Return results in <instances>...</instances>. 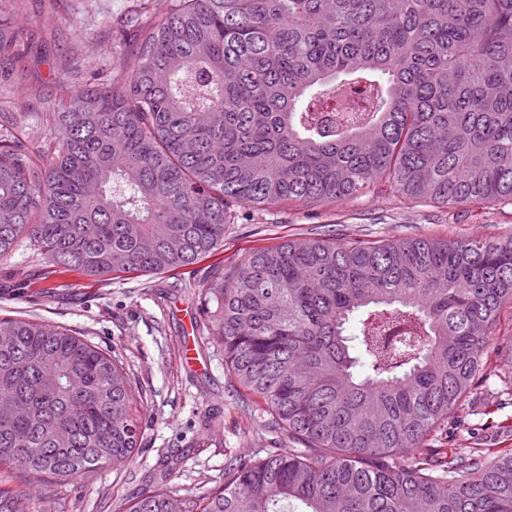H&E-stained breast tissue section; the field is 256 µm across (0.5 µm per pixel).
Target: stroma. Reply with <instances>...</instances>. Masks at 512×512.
<instances>
[{
    "label": "stroma",
    "instance_id": "obj_1",
    "mask_svg": "<svg viewBox=\"0 0 512 512\" xmlns=\"http://www.w3.org/2000/svg\"><path fill=\"white\" fill-rule=\"evenodd\" d=\"M172 0H28L18 17L29 55L13 75L0 77V109L39 116L51 111L61 82L81 88L106 82L118 67L132 69L135 48L121 25L147 18ZM86 42L79 71L56 63L69 47ZM512 229V201L487 205L410 199L388 187L326 204L285 201L232 210L224 241L200 263L164 274L120 273L111 279L53 271L29 244L0 260V318L28 319L71 329L122 362L131 379L140 438L133 460L104 468L67 486L46 480L37 512H124L156 482L178 495L203 494L224 483L235 456L263 458L298 448L247 395L224 362V349L207 331L195 336L199 365L181 360L187 312H203L198 287L220 269H232L256 247L301 238L341 242L413 235L481 238ZM493 349L462 407L428 437L422 452L453 448H512V312L502 311ZM180 456V468L163 462Z\"/></svg>",
    "mask_w": 512,
    "mask_h": 512
}]
</instances>
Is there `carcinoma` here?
Here are the masks:
<instances>
[{
  "instance_id": "obj_1",
  "label": "carcinoma",
  "mask_w": 512,
  "mask_h": 512,
  "mask_svg": "<svg viewBox=\"0 0 512 512\" xmlns=\"http://www.w3.org/2000/svg\"><path fill=\"white\" fill-rule=\"evenodd\" d=\"M26 7L0 0V64L23 51ZM127 26L131 75L60 85L35 123L0 112V259L27 241L87 277L171 272L214 254L235 205L385 184L512 200V0H175ZM199 294L240 386L307 447L231 459L224 486H156L126 512H512V448L389 464L483 371L512 305V230L261 246ZM138 436L108 352L0 319V472L75 483L125 466ZM39 495L0 479V512Z\"/></svg>"
}]
</instances>
